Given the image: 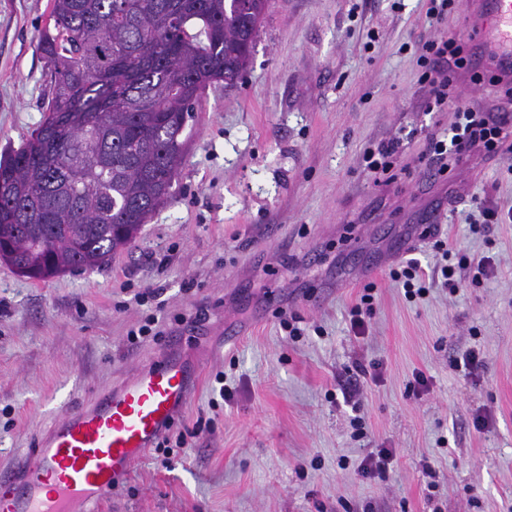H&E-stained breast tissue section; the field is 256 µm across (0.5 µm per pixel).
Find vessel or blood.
<instances>
[{"instance_id": "vessel-or-blood-1", "label": "vessel or blood", "mask_w": 512, "mask_h": 512, "mask_svg": "<svg viewBox=\"0 0 512 512\" xmlns=\"http://www.w3.org/2000/svg\"><path fill=\"white\" fill-rule=\"evenodd\" d=\"M470 68L512 82V0H466ZM192 371L170 358L97 404L66 414L31 449L24 479L0 473V512H89L155 444L187 402Z\"/></svg>"}]
</instances>
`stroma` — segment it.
<instances>
[{
  "mask_svg": "<svg viewBox=\"0 0 512 512\" xmlns=\"http://www.w3.org/2000/svg\"><path fill=\"white\" fill-rule=\"evenodd\" d=\"M48 12L0 0V152L42 118ZM425 12L271 0L241 79L200 98L172 198L130 252L47 281L0 263V472L22 476L51 424L175 355L197 372L183 446L164 468L146 454L91 512H512V221L469 220L512 209V159L446 177L421 163L453 119L418 84L417 44L438 33ZM390 142L402 171L379 186L364 154ZM439 240L468 258L453 291L433 281ZM411 258L432 283L412 301L390 276ZM228 324L247 332L225 342ZM379 448L393 467L362 478Z\"/></svg>",
  "mask_w": 512,
  "mask_h": 512,
  "instance_id": "35a3bbf8",
  "label": "stroma"
}]
</instances>
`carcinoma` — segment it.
I'll return each mask as SVG.
<instances>
[{
	"instance_id": "1",
	"label": "carcinoma",
	"mask_w": 512,
	"mask_h": 512,
	"mask_svg": "<svg viewBox=\"0 0 512 512\" xmlns=\"http://www.w3.org/2000/svg\"><path fill=\"white\" fill-rule=\"evenodd\" d=\"M269 0H51L43 119L0 156V260L48 280L106 265L163 208L207 85L249 66Z\"/></svg>"
}]
</instances>
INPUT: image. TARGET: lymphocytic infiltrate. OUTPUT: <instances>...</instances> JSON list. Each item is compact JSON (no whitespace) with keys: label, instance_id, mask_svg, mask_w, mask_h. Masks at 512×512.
I'll use <instances>...</instances> for the list:
<instances>
[{"label":"lymphocytic infiltrate","instance_id":"1","mask_svg":"<svg viewBox=\"0 0 512 512\" xmlns=\"http://www.w3.org/2000/svg\"><path fill=\"white\" fill-rule=\"evenodd\" d=\"M466 34L452 33L419 43V80L429 89L426 109L430 112L452 110L455 121L446 138L433 139L428 148V162L436 174L445 175L470 152L487 157L507 149L506 126L512 121V85H499L489 78V85L498 89L494 107L482 110L471 107L458 90V76L467 74L463 56Z\"/></svg>","mask_w":512,"mask_h":512}]
</instances>
